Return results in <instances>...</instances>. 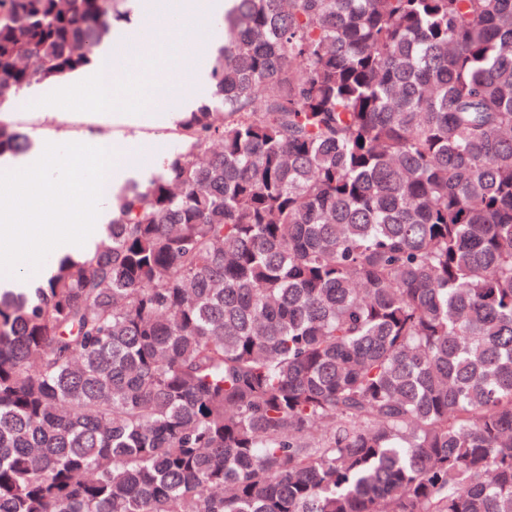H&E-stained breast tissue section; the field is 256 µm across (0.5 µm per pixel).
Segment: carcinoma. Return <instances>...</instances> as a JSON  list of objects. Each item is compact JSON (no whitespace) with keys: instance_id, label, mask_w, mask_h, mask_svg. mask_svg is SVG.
<instances>
[{"instance_id":"1","label":"carcinoma","mask_w":512,"mask_h":512,"mask_svg":"<svg viewBox=\"0 0 512 512\" xmlns=\"http://www.w3.org/2000/svg\"><path fill=\"white\" fill-rule=\"evenodd\" d=\"M123 2L0 0V105ZM232 2L182 145L0 296V512H512V0Z\"/></svg>"}]
</instances>
